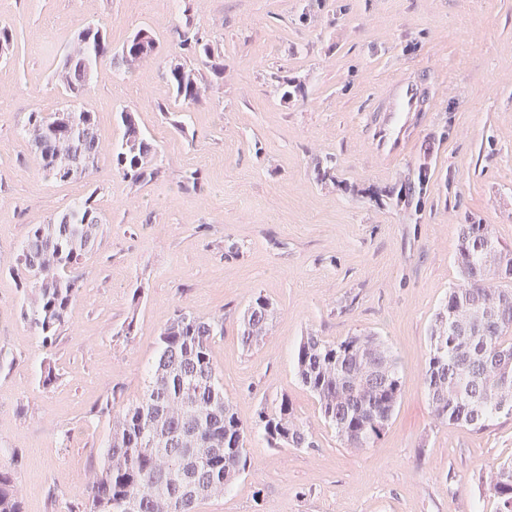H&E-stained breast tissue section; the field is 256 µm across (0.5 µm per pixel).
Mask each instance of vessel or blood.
Instances as JSON below:
<instances>
[{
    "mask_svg": "<svg viewBox=\"0 0 512 512\" xmlns=\"http://www.w3.org/2000/svg\"><path fill=\"white\" fill-rule=\"evenodd\" d=\"M381 104L369 119L372 147L382 160L399 156L417 132L418 113L431 111L435 94L424 77L406 74L382 89Z\"/></svg>",
    "mask_w": 512,
    "mask_h": 512,
    "instance_id": "vessel-or-blood-1",
    "label": "vessel or blood"
}]
</instances>
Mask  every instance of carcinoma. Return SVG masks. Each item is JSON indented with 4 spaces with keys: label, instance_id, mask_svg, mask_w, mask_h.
I'll return each instance as SVG.
<instances>
[{
    "label": "carcinoma",
    "instance_id": "carcinoma-1",
    "mask_svg": "<svg viewBox=\"0 0 512 512\" xmlns=\"http://www.w3.org/2000/svg\"><path fill=\"white\" fill-rule=\"evenodd\" d=\"M180 46L197 63L219 73L213 43L189 27ZM149 28L135 30L113 58L132 69L156 50ZM111 51L103 28L78 30L57 68L71 98L89 88L92 66ZM176 95L195 101L202 93L199 69L176 57L165 61ZM281 102L300 92L301 82L275 75ZM123 135L112 154L115 169L134 183L156 175L157 145L141 132L134 112H120ZM27 131L46 176L79 180L100 155L94 113L61 109L46 117L31 112ZM103 219L93 196L82 199L46 224L34 225L16 260L32 278L34 298L25 317L51 344L77 297L68 271L100 243ZM458 264L462 282L434 315L424 383L432 414L442 424L487 429L500 415H512V245L488 224H464ZM275 307L254 297L242 317V343L251 348L267 335ZM224 322L180 310L158 336V358L149 370L141 400L112 417L104 462L89 488L86 512H192L199 498L218 497L251 466L248 428L224 398L213 358V341ZM298 378L316 397L324 417L351 448H369L388 426L402 393V377L391 348L378 336L359 333L329 343L312 333L295 355ZM260 429L273 448H313L312 436L294 419L288 400L259 414ZM496 512H512V460L486 478ZM0 512H23L11 471L0 469Z\"/></svg>",
    "mask_w": 512,
    "mask_h": 512
}]
</instances>
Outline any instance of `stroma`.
<instances>
[{
	"label": "stroma",
	"mask_w": 512,
	"mask_h": 512,
	"mask_svg": "<svg viewBox=\"0 0 512 512\" xmlns=\"http://www.w3.org/2000/svg\"><path fill=\"white\" fill-rule=\"evenodd\" d=\"M101 24L112 50L151 28L158 55L132 74L98 60L90 90L67 97L54 73L74 33ZM192 24L218 50L222 74L178 98L159 65ZM15 45L0 60V465L24 512H83L113 410L138 402L156 338L178 310L224 321L213 349L224 396L250 434L252 468L193 512H496L484 479L512 459V415L484 431L436 422L424 385L434 314L460 281L459 228L491 225L512 245V0H0ZM414 67L438 82L404 157L383 162L368 134L383 85ZM299 76L283 104L277 73ZM94 112L93 173H42L29 112ZM138 115L159 146L158 174L132 183L112 165L118 114ZM336 179L322 181L319 160ZM405 192L408 204L397 203ZM93 195L97 250L51 347L25 318L33 295L14 273L33 225ZM263 295L277 313L246 348L241 320ZM133 335H120L128 319ZM336 342L373 332L403 380L375 447H344L299 381L303 336ZM288 400L315 441L272 448L260 411Z\"/></svg>",
	"instance_id": "35a3bbf8"
}]
</instances>
